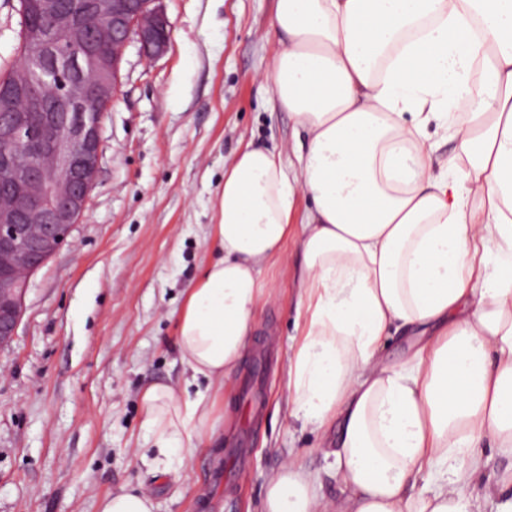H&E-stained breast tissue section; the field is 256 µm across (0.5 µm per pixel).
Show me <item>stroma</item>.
I'll return each mask as SVG.
<instances>
[{
	"label": "stroma",
	"mask_w": 512,
	"mask_h": 512,
	"mask_svg": "<svg viewBox=\"0 0 512 512\" xmlns=\"http://www.w3.org/2000/svg\"><path fill=\"white\" fill-rule=\"evenodd\" d=\"M167 51L123 53L102 118L96 181L60 250L31 274L21 321L0 348V512H96L99 498L145 488L157 512H262L265 482L288 456L336 497L327 434L288 415L284 376L298 340L293 260L261 275L274 298L236 379L215 404L218 437L177 475L144 464L141 393L183 388L176 314L217 257L224 171L247 143L288 149L294 123L263 74L287 44L276 0H163ZM17 0H0V71L18 60Z\"/></svg>",
	"instance_id": "obj_1"
}]
</instances>
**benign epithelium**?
<instances>
[{
  "label": "benign epithelium",
  "instance_id": "7a95c632",
  "mask_svg": "<svg viewBox=\"0 0 512 512\" xmlns=\"http://www.w3.org/2000/svg\"><path fill=\"white\" fill-rule=\"evenodd\" d=\"M162 0H113L105 21L70 0H18L34 54L0 87V347L17 333L26 279L56 254L86 207L117 95L123 51L163 55ZM112 34L115 50L99 47Z\"/></svg>",
  "mask_w": 512,
  "mask_h": 512
}]
</instances>
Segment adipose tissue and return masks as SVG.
Here are the masks:
<instances>
[{"label": "adipose tissue", "mask_w": 512, "mask_h": 512, "mask_svg": "<svg viewBox=\"0 0 512 512\" xmlns=\"http://www.w3.org/2000/svg\"><path fill=\"white\" fill-rule=\"evenodd\" d=\"M288 38L266 74L304 134L297 174L281 149L246 147L224 172L221 251L178 313L196 391L141 394L157 455L195 448L213 391L232 383L286 262L296 195L302 339L288 358L291 417L336 434L329 500L298 458L265 486L263 512H482L487 445L512 454V0H277ZM455 147L439 159L429 122ZM415 338L391 360L384 341Z\"/></svg>", "instance_id": "obj_1"}]
</instances>
